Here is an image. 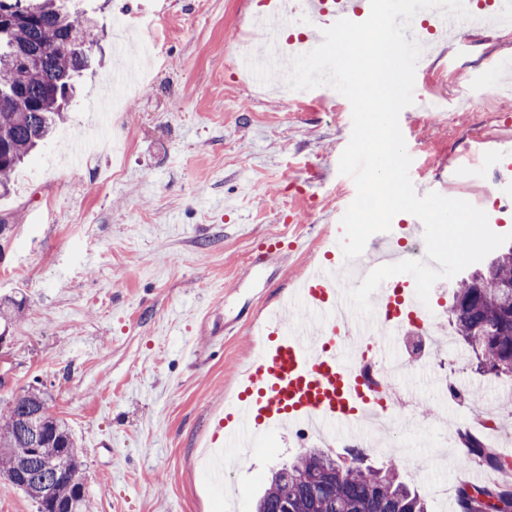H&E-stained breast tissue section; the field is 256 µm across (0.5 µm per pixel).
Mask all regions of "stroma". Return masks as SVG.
I'll return each mask as SVG.
<instances>
[{"mask_svg":"<svg viewBox=\"0 0 512 512\" xmlns=\"http://www.w3.org/2000/svg\"><path fill=\"white\" fill-rule=\"evenodd\" d=\"M257 3L69 0L71 12L94 14L105 36L56 136L0 198L10 226L0 239V299L25 302L0 348V408L28 382H43L82 451L93 512H254L269 473L300 451L294 430L279 429L262 447L240 449L222 488L199 458L255 351L251 321L327 264L330 216L356 193L338 172L352 128L346 98L323 85L287 106L230 77L229 37ZM120 24L136 32L128 51L143 76L132 107L103 127L96 105L117 66ZM467 37L459 49L439 45L415 71L435 78L434 108L413 104L399 116L416 178L442 195L478 138L495 153L512 136V35L484 28ZM68 136L100 142L74 165L63 155ZM272 235L303 248L248 276L252 248ZM454 287L444 280L429 296L444 340L398 339L400 355L415 362L399 388L432 409L429 433L400 423L371 447L330 449L376 466L405 449L398 471L429 512H457L454 496L433 489L455 482L459 448L426 465L446 426L512 399V379L479 373L455 341ZM438 376L471 386L473 397L439 396Z\"/></svg>","mask_w":512,"mask_h":512,"instance_id":"1","label":"stroma"}]
</instances>
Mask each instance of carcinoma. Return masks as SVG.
<instances>
[{
  "label": "carcinoma",
  "mask_w": 512,
  "mask_h": 512,
  "mask_svg": "<svg viewBox=\"0 0 512 512\" xmlns=\"http://www.w3.org/2000/svg\"><path fill=\"white\" fill-rule=\"evenodd\" d=\"M97 20L71 14L57 0H0V195L10 191L8 176L65 120L76 76L87 67ZM30 57L16 62L18 52ZM512 285V249L483 272L456 284L469 299L450 307L459 341L471 349L477 369L512 377V316L498 287ZM468 453L486 467L507 473L512 463L481 440L464 433ZM315 469L335 479L310 485ZM22 491L37 512H89L77 442L64 420L48 412L38 384L24 386L0 410V480ZM427 512L426 502L399 478L397 468L347 463L319 448L300 453L286 470L271 475L256 512ZM458 512H512V479L463 486Z\"/></svg>",
  "instance_id": "cac0c4a2"
}]
</instances>
